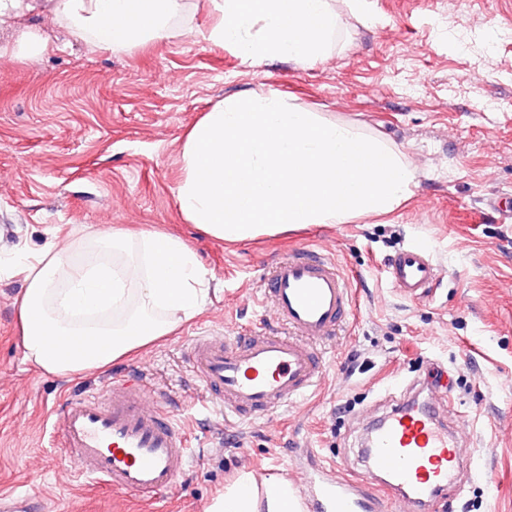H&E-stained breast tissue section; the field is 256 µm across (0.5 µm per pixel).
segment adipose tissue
Segmentation results:
<instances>
[{"label":"adipose tissue","instance_id":"obj_1","mask_svg":"<svg viewBox=\"0 0 512 512\" xmlns=\"http://www.w3.org/2000/svg\"><path fill=\"white\" fill-rule=\"evenodd\" d=\"M211 41L249 61L324 59L336 35L333 0H213ZM184 0H54V11L92 48L120 53L168 35ZM28 361L45 374L101 371L158 343L201 313L210 281L179 237L154 231L73 233L10 267ZM297 488L239 476L205 512H302Z\"/></svg>","mask_w":512,"mask_h":512}]
</instances>
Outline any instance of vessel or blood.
Listing matches in <instances>:
<instances>
[{"label": "vessel or blood", "instance_id": "obj_1", "mask_svg": "<svg viewBox=\"0 0 512 512\" xmlns=\"http://www.w3.org/2000/svg\"><path fill=\"white\" fill-rule=\"evenodd\" d=\"M391 284L413 298L431 288L438 269L419 248L403 247L387 264ZM261 294L282 333L258 331L225 341L212 333L193 340L190 368L225 415L269 416L304 397L327 364L318 345L332 340L352 312L348 278L321 249L300 248L273 264ZM150 394L141 377L113 380L102 391L67 398L53 409V428L85 485L105 484L149 502L170 489L188 460L190 434ZM440 401L407 400L388 411L373 434L365 478L337 474L322 463L306 488L309 512H387L400 495L408 512H443L459 477L465 424L448 431Z\"/></svg>", "mask_w": 512, "mask_h": 512}]
</instances>
